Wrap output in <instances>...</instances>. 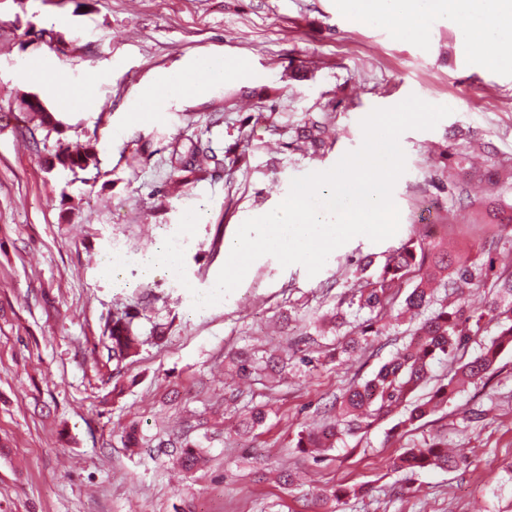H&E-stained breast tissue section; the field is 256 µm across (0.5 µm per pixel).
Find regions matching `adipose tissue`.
Returning <instances> with one entry per match:
<instances>
[{
    "instance_id": "adipose-tissue-1",
    "label": "adipose tissue",
    "mask_w": 512,
    "mask_h": 512,
    "mask_svg": "<svg viewBox=\"0 0 512 512\" xmlns=\"http://www.w3.org/2000/svg\"><path fill=\"white\" fill-rule=\"evenodd\" d=\"M488 7L480 24L469 22L464 16L465 0H367V9L360 17L366 22L392 24L403 37L422 34V22L430 15L454 26L460 45L476 49L486 65L498 61L492 46L504 35L512 33V0H486ZM229 62L207 56L198 57L186 71L162 77L153 86L138 94L133 117L143 120L153 110L154 102L176 96L200 94L204 86L223 82Z\"/></svg>"
}]
</instances>
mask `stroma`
Segmentation results:
<instances>
[{
	"mask_svg": "<svg viewBox=\"0 0 512 512\" xmlns=\"http://www.w3.org/2000/svg\"><path fill=\"white\" fill-rule=\"evenodd\" d=\"M423 26L422 37H398L389 24L360 21L352 0H0V512H311V492L337 486L350 491L344 512H512L503 469L512 461V349L489 379L408 431L392 433L390 416L315 457L295 446L305 427L332 415L335 396L406 341V318H388L381 336L352 354L342 351L341 331L316 327L361 282V260L383 264L390 250L425 238L415 222L425 201L448 226L425 238L430 245L475 256L490 233L478 199L491 193L512 204L508 184L487 191L445 170L436 154L462 127L475 148L493 147L512 164V38L489 67L437 17ZM201 56L242 69L193 99L157 102L151 119L126 112L139 90ZM298 67L308 79H292ZM85 84L93 108L63 111L53 87ZM33 94L60 119L56 130L38 128L24 108ZM412 94L452 113L400 137L406 171L393 192L395 236L355 237L312 277L264 256L221 302L193 308L192 291H207L246 219L274 209L292 178L358 148L372 109ZM269 99L276 126L331 113L334 144L313 156L277 147L276 126L244 125ZM189 129L219 154L244 141L245 162L231 178L202 173L191 190L173 191L167 147ZM87 141L97 167L76 178L57 169L60 146ZM442 173L457 202L435 189ZM189 209L200 219L182 241L187 284L143 278L141 259ZM112 254L125 260L120 272L102 264ZM140 304L139 349L115 364L104 325ZM303 333L311 339L302 347ZM242 350L290 364L243 382L230 366ZM305 350L319 365L300 364ZM261 405L265 425L237 435L242 414ZM476 408L478 423L469 415ZM132 427L139 445L127 448ZM179 435L208 458L189 474L158 450ZM434 435L468 467L420 472L412 496L397 498L393 457ZM283 468L292 486L274 479Z\"/></svg>",
	"mask_w": 512,
	"mask_h": 512,
	"instance_id": "1",
	"label": "stroma"
}]
</instances>
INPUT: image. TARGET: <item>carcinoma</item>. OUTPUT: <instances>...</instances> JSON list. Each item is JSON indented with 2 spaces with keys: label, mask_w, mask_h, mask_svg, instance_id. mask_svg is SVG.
<instances>
[{
  "label": "carcinoma",
  "mask_w": 512,
  "mask_h": 512,
  "mask_svg": "<svg viewBox=\"0 0 512 512\" xmlns=\"http://www.w3.org/2000/svg\"><path fill=\"white\" fill-rule=\"evenodd\" d=\"M28 107L39 117V127L54 129L59 125V120L42 105L30 101ZM329 136L328 113L322 112L308 116L302 125L292 129L285 145L302 142L320 152L325 150ZM202 158L209 160L214 171H232L226 165L227 156H218L196 134H185L169 145V166L186 185L193 183L190 176L199 170L198 162ZM443 159L448 168L467 171L466 147L458 141L448 143ZM57 160L63 168L76 174L95 160V146L65 148L58 152ZM485 213L486 223L503 225L504 239L512 238V205L491 201L486 204ZM410 273L417 277V282L404 298L403 309L418 317L419 323L409 343L397 349L371 378L344 390L333 422L300 434L296 447L303 452L312 454L321 448H332L344 436L355 435L389 416L398 417L391 428L393 433L413 427L451 402L460 381L474 382L492 373L501 353L512 348V266H496L494 254L484 247L480 256L473 259L446 252L433 256L423 242L409 241L389 252L380 272L351 292L348 307L355 308L358 315L365 312L367 316L351 332L353 338L345 343L344 350L356 349L360 336L381 334L378 319L393 307L396 289ZM471 288H488L495 296L481 308H472L462 301L448 305V296L462 295ZM139 316L137 308L128 307L106 321L108 360L120 364L137 352ZM492 321L498 329L475 357L457 367L448 382L437 386L427 397L412 399L413 393L428 381L433 361L455 358L473 337L483 334L485 323ZM232 366L242 379L251 378L256 371L255 360L247 353L235 354ZM265 419L264 408L252 410L241 421L242 432H253ZM163 448L164 454L187 472L193 471L203 457L202 449L188 442H169ZM460 463V458L448 455L447 444L431 439L405 449L393 460L392 467L396 472L414 474L435 468H455Z\"/></svg>",
  "instance_id": "obj_1"
}]
</instances>
